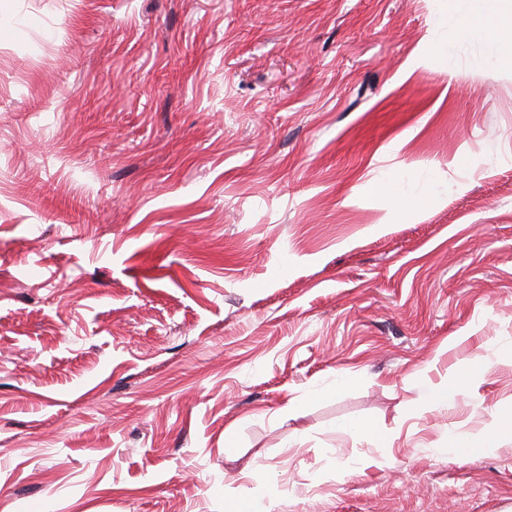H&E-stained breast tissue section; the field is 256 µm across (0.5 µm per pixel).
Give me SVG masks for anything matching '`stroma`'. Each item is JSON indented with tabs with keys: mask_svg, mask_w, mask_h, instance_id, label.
<instances>
[{
	"mask_svg": "<svg viewBox=\"0 0 512 512\" xmlns=\"http://www.w3.org/2000/svg\"><path fill=\"white\" fill-rule=\"evenodd\" d=\"M466 24L0 0V512H512V61ZM468 371H464L453 379H450L446 385L433 390L427 397V401L434 405H448V402L454 400L459 392L461 384L467 379Z\"/></svg>",
	"mask_w": 512,
	"mask_h": 512,
	"instance_id": "obj_1",
	"label": "stroma"
}]
</instances>
